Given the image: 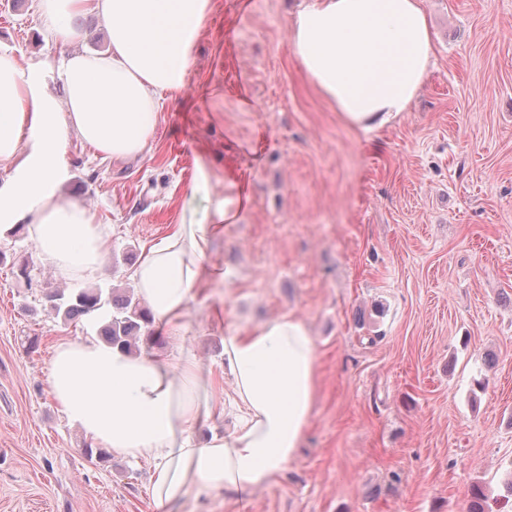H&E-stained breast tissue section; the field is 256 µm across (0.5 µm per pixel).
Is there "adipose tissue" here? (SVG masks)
<instances>
[{
	"instance_id": "adipose-tissue-1",
	"label": "adipose tissue",
	"mask_w": 512,
	"mask_h": 512,
	"mask_svg": "<svg viewBox=\"0 0 512 512\" xmlns=\"http://www.w3.org/2000/svg\"><path fill=\"white\" fill-rule=\"evenodd\" d=\"M210 0H39L47 42L71 43L75 17L92 11L106 51L72 53L59 72L63 94L42 71L0 48V226L26 225L36 256L66 277L91 279L109 240L95 214L63 197L71 134L105 158L150 151L159 100L183 91ZM287 45L304 75L349 127L372 131L407 111L433 64L424 0H306L290 18ZM244 208L228 194L144 253L131 278L176 347L131 355L95 337L58 344L48 382L61 411L97 446L146 459L157 507L190 489L253 495L283 474L302 447L319 392L315 340L284 313L224 339V402L238 414L231 431L198 441L213 409L198 392L206 369L183 342L189 310L224 284L214 240Z\"/></svg>"
}]
</instances>
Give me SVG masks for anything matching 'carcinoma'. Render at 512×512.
I'll return each mask as SVG.
<instances>
[{
    "label": "carcinoma",
    "instance_id": "cac0c4a2",
    "mask_svg": "<svg viewBox=\"0 0 512 512\" xmlns=\"http://www.w3.org/2000/svg\"><path fill=\"white\" fill-rule=\"evenodd\" d=\"M50 300L56 315L66 320L90 315L106 305L112 306V315L103 328L104 339L112 345L131 353L139 350V342L155 343L154 337L141 335V329L152 322L148 309L129 294L121 299L113 292L101 288H82L77 291L54 293ZM468 512H493L482 488L471 489Z\"/></svg>",
    "mask_w": 512,
    "mask_h": 512
}]
</instances>
